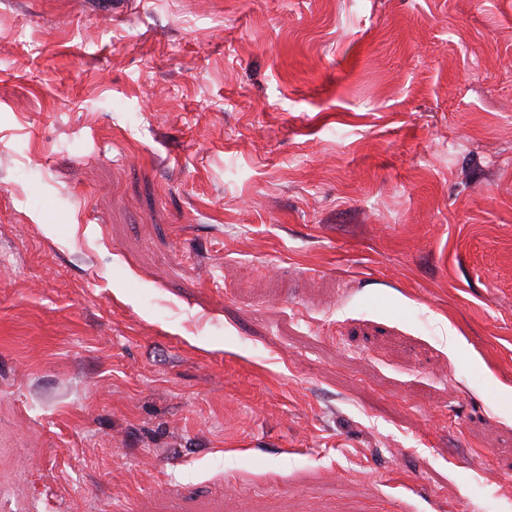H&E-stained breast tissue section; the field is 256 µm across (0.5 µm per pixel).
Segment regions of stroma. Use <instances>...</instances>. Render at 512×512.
Segmentation results:
<instances>
[{
    "label": "stroma",
    "mask_w": 512,
    "mask_h": 512,
    "mask_svg": "<svg viewBox=\"0 0 512 512\" xmlns=\"http://www.w3.org/2000/svg\"><path fill=\"white\" fill-rule=\"evenodd\" d=\"M0 512H512V0H0Z\"/></svg>",
    "instance_id": "1"
}]
</instances>
